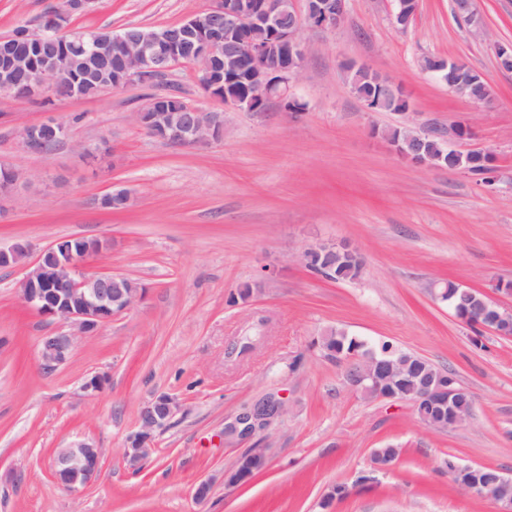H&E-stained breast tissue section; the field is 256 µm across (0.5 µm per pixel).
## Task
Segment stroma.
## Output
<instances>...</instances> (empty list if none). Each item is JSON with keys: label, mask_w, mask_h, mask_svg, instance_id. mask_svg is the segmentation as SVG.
Listing matches in <instances>:
<instances>
[{"label": "stroma", "mask_w": 512, "mask_h": 512, "mask_svg": "<svg viewBox=\"0 0 512 512\" xmlns=\"http://www.w3.org/2000/svg\"><path fill=\"white\" fill-rule=\"evenodd\" d=\"M61 3L0 0V37L37 30ZM210 4L98 0L69 25L162 27ZM477 8L479 35L455 16L453 0H419L404 28L394 0H347L343 26L300 32L305 60L290 94L306 109L294 116L276 101L264 112L224 104L202 90L194 64H177L168 80L186 101L224 115L223 139L199 147L162 142L135 123L147 82L45 105L0 94V164L19 174L0 201V245L25 240L37 251L62 238L101 240L107 247L89 273L121 274L145 289L46 371L40 339L64 325L21 302L24 267L0 268V512H499L448 463L512 475V336L476 335L432 292L450 280L512 310L503 290L512 284V73L497 68L494 51L512 43V0ZM426 54L481 72L493 106L477 107L424 73ZM347 62L404 87L409 113L368 110ZM50 118L67 125L66 140L27 152L22 130ZM463 125L473 134L461 140ZM407 126L458 152L489 154L495 189L402 158L385 133ZM114 188L130 191L128 209L95 204ZM322 243L355 248L360 275L333 282L303 267L300 253ZM247 283L253 293L240 298ZM336 327L453 371L474 396L470 422L434 432L410 402L356 393L317 344ZM95 375L102 389L85 391ZM161 393L181 409L132 470L124 445L142 405ZM271 394L285 401L272 429L225 440V420ZM77 441L101 448L103 461L73 494L54 481L51 461ZM249 448L264 450L265 468L225 487V470ZM379 448L400 449L392 471L374 472ZM203 481L212 492L200 503ZM337 485L350 494L321 508Z\"/></svg>", "instance_id": "stroma-1"}]
</instances>
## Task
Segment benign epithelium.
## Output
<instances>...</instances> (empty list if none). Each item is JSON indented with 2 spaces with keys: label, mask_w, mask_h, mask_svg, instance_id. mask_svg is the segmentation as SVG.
I'll list each match as a JSON object with an SVG mask.
<instances>
[{
  "label": "benign epithelium",
  "mask_w": 512,
  "mask_h": 512,
  "mask_svg": "<svg viewBox=\"0 0 512 512\" xmlns=\"http://www.w3.org/2000/svg\"><path fill=\"white\" fill-rule=\"evenodd\" d=\"M98 0H64L63 6L44 14L37 33L47 43L69 40L77 54L97 58L112 65L117 79L111 88L144 82L170 69L171 62L189 55L197 67L198 82L210 97L226 104L244 107L251 112H264L271 101L292 111L290 83L303 67L305 50L298 38L307 27L337 28L346 19V0H306L305 14L298 13L295 0H213V5L197 11L177 25L131 34L122 31L101 44L97 37L66 25L74 13H87ZM417 0H397L395 22L405 28L414 17ZM454 10L476 32L483 31L476 0H454ZM0 94L17 95L25 91L31 97L63 93L60 68H32L29 59L12 50L7 38L0 39ZM497 66L512 72V43L495 47ZM420 68L434 76L448 69V60L427 54L420 59ZM455 93L479 107L492 105L491 90L482 76L470 77L453 85ZM188 112L186 121L172 126L163 109L147 112L140 108L133 113L135 121L153 137L175 145L196 146L217 140L218 128L224 126V115L206 112L172 99ZM67 127L49 119L25 128L21 135L24 149L30 153L44 152L45 141L59 143L67 136ZM431 137L425 130L405 129V148L400 154L416 164L440 167L448 155L458 151L441 141L443 150L423 154L417 146ZM103 248L75 249L68 239H61L42 248L35 262L18 282L21 301L37 314L64 321L74 327L70 332H51L40 340V365L53 370L69 357L79 336H91L112 317L130 309L138 302L143 289L125 290L115 287L123 276L117 274L89 275L87 266ZM31 246L16 242L0 247V267L17 265L28 256ZM460 321L484 329L496 336L512 335V312L491 298L481 301L474 313ZM357 376L349 386L366 397L380 400H401L403 396L384 392L381 383L404 376L409 361L400 356L382 361L375 359L356 367ZM417 419L433 431H444L465 424L474 408L472 393L463 387L454 373L438 371V379L420 385L416 398L410 400ZM180 410L177 398L161 394L148 401L140 414L137 432L127 440L124 457L128 466L137 470L152 452L155 434L166 428ZM281 399L268 396L245 408L224 426L226 438H249L266 432L284 413ZM101 449L79 442L61 448L52 459L56 482L70 492L78 493L97 476L101 465ZM474 494L489 493L503 504L501 512H512V477L499 472L493 483L464 484Z\"/></svg>",
  "instance_id": "obj_1"
}]
</instances>
